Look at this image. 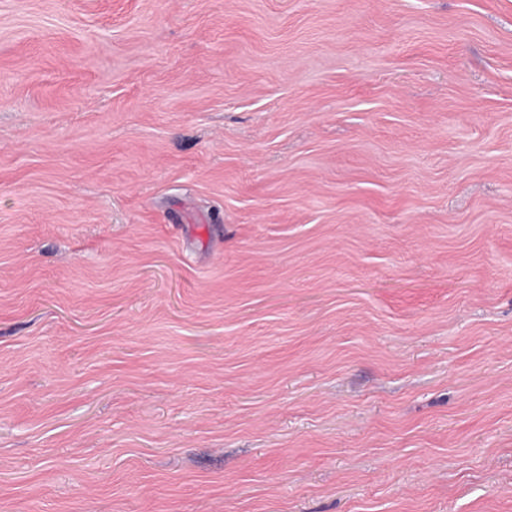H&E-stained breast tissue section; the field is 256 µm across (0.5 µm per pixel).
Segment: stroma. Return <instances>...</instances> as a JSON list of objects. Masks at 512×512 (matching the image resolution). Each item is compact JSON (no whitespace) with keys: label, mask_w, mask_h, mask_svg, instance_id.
Masks as SVG:
<instances>
[{"label":"stroma","mask_w":512,"mask_h":512,"mask_svg":"<svg viewBox=\"0 0 512 512\" xmlns=\"http://www.w3.org/2000/svg\"><path fill=\"white\" fill-rule=\"evenodd\" d=\"M0 512H512V0H0Z\"/></svg>","instance_id":"stroma-1"}]
</instances>
